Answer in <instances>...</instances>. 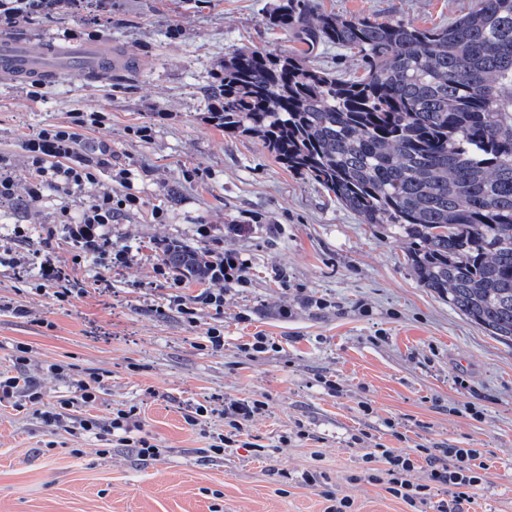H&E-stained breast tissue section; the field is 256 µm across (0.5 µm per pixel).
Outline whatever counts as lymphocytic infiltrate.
Instances as JSON below:
<instances>
[{
    "label": "lymphocytic infiltrate",
    "mask_w": 512,
    "mask_h": 512,
    "mask_svg": "<svg viewBox=\"0 0 512 512\" xmlns=\"http://www.w3.org/2000/svg\"><path fill=\"white\" fill-rule=\"evenodd\" d=\"M112 7V0H0V35L11 33L23 21L52 18L61 8L81 17L79 29L66 32L68 38L74 39L80 29L99 26L102 19L111 18ZM105 121L104 112H78L71 124L51 126L27 139L28 175L25 183H17L10 171L9 159L0 156V200H14L22 195L35 206L48 190L61 196L79 197L78 215L61 211L60 223L65 225L79 251L91 252L104 263L116 265L126 261L127 253L113 248L102 229L122 211L139 207L141 199L133 191V174L129 169L119 170L117 174L123 193H115L111 187L100 185L97 170L111 165L112 147L108 142H100L95 157L82 153L81 130L102 128ZM214 257L213 285L205 289L199 299L220 312L224 309V285L241 282L246 264L237 255L220 250L215 251ZM27 352L25 345H17L16 374L0 375V404H14L22 397L32 403L39 401L40 394L34 381L24 374ZM70 406V400H59L55 406L41 412L40 417L49 427L67 431L75 425L99 438L113 437L119 444L134 447L137 455L145 460L160 456V449L139 434L141 425L136 407L118 410L115 417L103 423L94 417L73 420L68 413ZM364 460L386 463L389 492L417 508L418 512H425L429 507L435 512H464V502L471 500L484 481L485 465L477 448L434 450L418 447L404 451L376 447L365 454ZM421 462L428 468V480L412 482L409 475ZM436 485L447 488V498L434 500L432 488Z\"/></svg>",
    "instance_id": "obj_1"
}]
</instances>
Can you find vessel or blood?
<instances>
[{"mask_svg": "<svg viewBox=\"0 0 512 512\" xmlns=\"http://www.w3.org/2000/svg\"><path fill=\"white\" fill-rule=\"evenodd\" d=\"M115 61L101 44L57 45L45 40L0 39V79L62 81L77 75L89 82L110 78Z\"/></svg>", "mask_w": 512, "mask_h": 512, "instance_id": "obj_1", "label": "vessel or blood"}]
</instances>
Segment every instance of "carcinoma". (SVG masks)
<instances>
[{"instance_id":"cac0c4a2","label":"carcinoma","mask_w":512,"mask_h":512,"mask_svg":"<svg viewBox=\"0 0 512 512\" xmlns=\"http://www.w3.org/2000/svg\"><path fill=\"white\" fill-rule=\"evenodd\" d=\"M266 23L297 46L224 53V133L260 141L362 223L402 229L417 281L512 345V0L431 28L278 0ZM323 47L359 72L314 65ZM162 257L211 281L207 250L172 242Z\"/></svg>"}]
</instances>
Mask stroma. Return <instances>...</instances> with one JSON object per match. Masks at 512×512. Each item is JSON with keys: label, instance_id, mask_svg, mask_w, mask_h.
<instances>
[{"label": "stroma", "instance_id": "obj_1", "mask_svg": "<svg viewBox=\"0 0 512 512\" xmlns=\"http://www.w3.org/2000/svg\"><path fill=\"white\" fill-rule=\"evenodd\" d=\"M277 0H117L96 41L125 56V70L98 84L45 83L33 101L0 81V154L24 177L25 141L107 109L106 128L83 133V153L112 146V167L135 174L144 205L105 229L126 263L75 260L58 222L75 198L47 193L29 208L0 202V251L29 254L50 243L54 260L81 280L84 296L60 302L38 265H0V373L15 374L16 345L39 406L0 405V512H325L322 495L348 497L354 512H413L385 483L362 478L373 443L409 450L479 448L484 483L465 512H512V345L489 336L416 281L413 241L387 224H363L314 182L288 172L255 140L202 119L212 72L228 50L277 52L286 36L265 17ZM474 0H319L340 16L441 26ZM151 129L148 140L137 128ZM200 170L190 181L186 172ZM164 219H150L153 208ZM28 228L26 240L15 225ZM225 251L247 263L224 289V311L199 304L202 286L172 288L156 273L161 241ZM195 307L188 322L180 306ZM224 334L220 351L206 333ZM272 342L245 351L255 336ZM62 365L63 374L49 372ZM104 386L75 417L108 421L137 407L160 457L105 449L95 436L43 424L39 410L75 397L73 378ZM265 401L241 443L209 450L225 433V403ZM203 425L186 424L197 405ZM321 473L323 489L302 475Z\"/></svg>", "mask_w": 512, "mask_h": 512}]
</instances>
